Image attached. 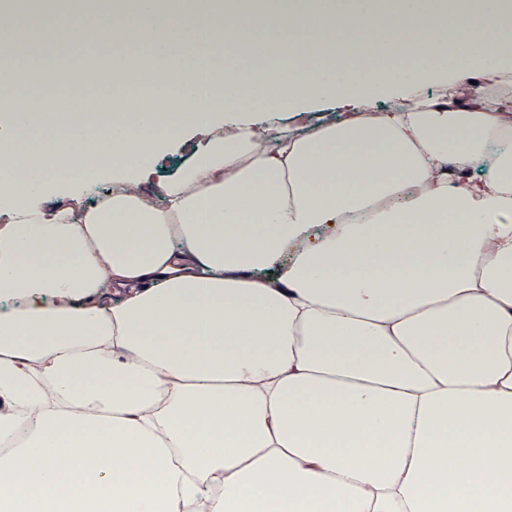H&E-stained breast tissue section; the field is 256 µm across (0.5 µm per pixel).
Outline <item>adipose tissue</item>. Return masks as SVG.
I'll use <instances>...</instances> for the list:
<instances>
[{
  "label": "adipose tissue",
  "instance_id": "adipose-tissue-1",
  "mask_svg": "<svg viewBox=\"0 0 512 512\" xmlns=\"http://www.w3.org/2000/svg\"><path fill=\"white\" fill-rule=\"evenodd\" d=\"M346 14L393 52L327 65ZM476 15L402 0L376 27L370 0H322L248 54L215 9L232 61L200 121L186 9L109 18L182 61L173 91L119 85L130 128L25 130L70 96L41 69L10 138L47 161L0 194V512H512V94L448 77H512V42L505 0ZM332 97L308 131L258 120ZM190 125L153 202L147 161ZM59 150L89 197L111 152V192L47 205Z\"/></svg>",
  "mask_w": 512,
  "mask_h": 512
}]
</instances>
